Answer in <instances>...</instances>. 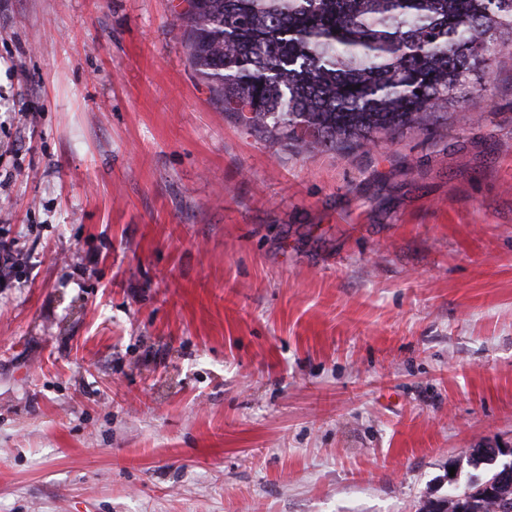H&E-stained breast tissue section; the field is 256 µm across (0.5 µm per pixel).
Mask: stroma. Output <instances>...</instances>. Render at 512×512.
<instances>
[{"mask_svg":"<svg viewBox=\"0 0 512 512\" xmlns=\"http://www.w3.org/2000/svg\"><path fill=\"white\" fill-rule=\"evenodd\" d=\"M185 0H0V512H420L512 448V37L309 153Z\"/></svg>","mask_w":512,"mask_h":512,"instance_id":"obj_1","label":"stroma"}]
</instances>
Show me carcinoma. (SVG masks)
Instances as JSON below:
<instances>
[{
	"label": "carcinoma",
	"mask_w": 512,
	"mask_h": 512,
	"mask_svg": "<svg viewBox=\"0 0 512 512\" xmlns=\"http://www.w3.org/2000/svg\"><path fill=\"white\" fill-rule=\"evenodd\" d=\"M189 58L251 130L306 150L352 148L403 130L428 132L448 98L488 67L512 31V0H186ZM496 470L428 502L424 512H507Z\"/></svg>",
	"instance_id": "cac0c4a2"
}]
</instances>
